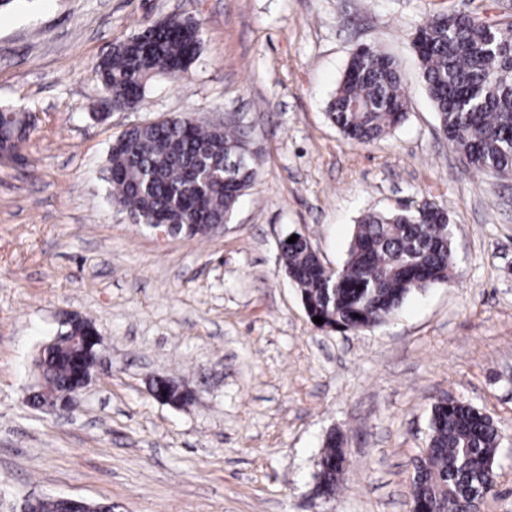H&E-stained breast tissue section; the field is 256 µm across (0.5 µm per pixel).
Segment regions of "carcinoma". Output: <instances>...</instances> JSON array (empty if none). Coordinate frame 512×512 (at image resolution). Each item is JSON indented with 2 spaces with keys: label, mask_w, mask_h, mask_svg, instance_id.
<instances>
[{
  "label": "carcinoma",
  "mask_w": 512,
  "mask_h": 512,
  "mask_svg": "<svg viewBox=\"0 0 512 512\" xmlns=\"http://www.w3.org/2000/svg\"><path fill=\"white\" fill-rule=\"evenodd\" d=\"M200 23L177 16L146 22L114 45L96 65L101 94L94 107L141 108L148 82L177 78L196 60ZM412 46L422 83L448 147L487 175H512V21L490 23L479 14L448 13L420 24ZM408 94L397 60L373 48L352 53L329 103V118L350 140L384 139L407 113ZM32 127L10 107L0 108V159L22 158ZM107 182L112 202L142 223L170 224L178 234L204 237L224 224L258 175L248 135L230 124L199 125L189 113L160 124L136 125L111 145ZM280 261L320 329L345 333L387 323L416 290L446 282L453 269L447 213L433 202L415 209L368 212L355 225L343 265L327 269L306 236L282 242ZM67 347L39 350L43 397L60 400L72 369ZM162 380L172 400L190 395ZM502 429L482 409L455 398L432 405L426 448L413 461L410 512H481L496 486ZM346 448L332 432L316 474L322 494L333 496L344 474Z\"/></svg>",
  "instance_id": "carcinoma-1"
}]
</instances>
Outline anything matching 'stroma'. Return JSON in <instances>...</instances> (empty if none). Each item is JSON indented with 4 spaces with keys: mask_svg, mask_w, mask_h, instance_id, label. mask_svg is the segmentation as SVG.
I'll use <instances>...</instances> for the list:
<instances>
[{
    "mask_svg": "<svg viewBox=\"0 0 512 512\" xmlns=\"http://www.w3.org/2000/svg\"><path fill=\"white\" fill-rule=\"evenodd\" d=\"M512 18V0H18L0 12V106L38 115L21 163L0 165V512L32 497L113 512H407L412 460L437 399L503 427L482 512H512V177L449 149L421 84L416 28L443 13ZM188 14L197 59L155 78L136 112L91 119L96 63L147 21ZM396 58L404 122L360 144L327 117L354 49ZM189 112L235 118L258 176L223 230L160 238L112 204L105 181L127 127ZM429 200L448 214L450 281L387 324L314 327L279 261L304 234L339 268L357 218ZM91 320L107 370L68 413L31 408L39 348L66 314ZM198 398L155 400L153 377ZM347 464L316 492L330 432Z\"/></svg>",
    "mask_w": 512,
    "mask_h": 512,
    "instance_id": "1",
    "label": "stroma"
}]
</instances>
